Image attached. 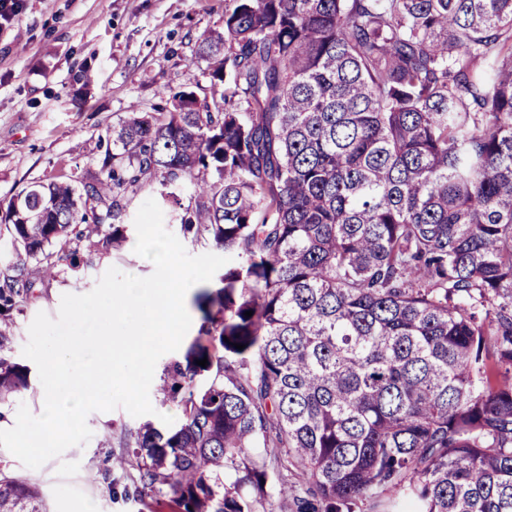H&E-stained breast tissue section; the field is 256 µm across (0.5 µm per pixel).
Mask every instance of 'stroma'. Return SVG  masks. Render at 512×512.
<instances>
[{
	"instance_id": "obj_1",
	"label": "stroma",
	"mask_w": 512,
	"mask_h": 512,
	"mask_svg": "<svg viewBox=\"0 0 512 512\" xmlns=\"http://www.w3.org/2000/svg\"><path fill=\"white\" fill-rule=\"evenodd\" d=\"M223 29L224 0H24L15 24L0 30V202L39 182L95 172L101 135L129 112L157 110L163 87L208 95L195 51L200 38ZM85 72L93 77L87 86ZM112 267L139 277L154 270L130 247L98 254L89 267L63 260L19 302L0 354L27 370L29 387L0 403V429L14 425L19 404L36 416L44 408L37 368L22 354L37 313L57 316L63 294L91 291ZM150 400L148 416L121 407L91 412L89 441L38 469L0 448V469L36 482L49 512H145V497L112 460L157 414L178 416L177 402L158 390Z\"/></svg>"
}]
</instances>
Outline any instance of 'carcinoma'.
<instances>
[{
  "mask_svg": "<svg viewBox=\"0 0 512 512\" xmlns=\"http://www.w3.org/2000/svg\"><path fill=\"white\" fill-rule=\"evenodd\" d=\"M196 58L211 99L163 88L0 216L44 279L125 250L148 189L232 257L159 387L180 416L112 467L174 512H512V0H224ZM31 287L0 275V344ZM27 387L0 355V400ZM0 512L47 509L0 469Z\"/></svg>",
  "mask_w": 512,
  "mask_h": 512,
  "instance_id": "cac0c4a2",
  "label": "carcinoma"
}]
</instances>
